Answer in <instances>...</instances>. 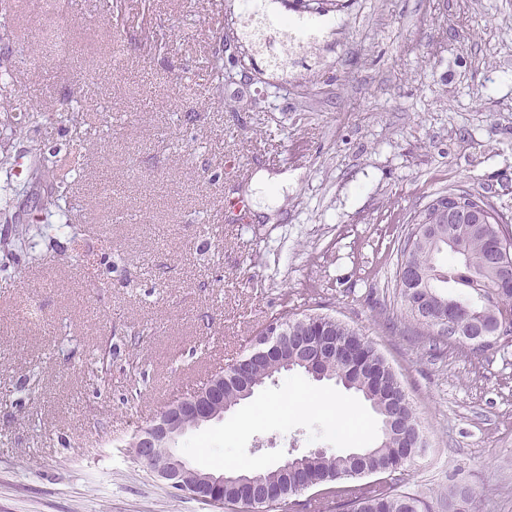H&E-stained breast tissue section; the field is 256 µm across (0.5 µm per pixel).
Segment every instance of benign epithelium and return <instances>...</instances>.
Segmentation results:
<instances>
[{"instance_id":"1","label":"benign epithelium","mask_w":512,"mask_h":512,"mask_svg":"<svg viewBox=\"0 0 512 512\" xmlns=\"http://www.w3.org/2000/svg\"><path fill=\"white\" fill-rule=\"evenodd\" d=\"M415 237L441 242L444 230L438 224H419L415 228ZM492 265L498 277L504 281L512 279V239L496 234V244L491 253ZM401 288L406 300L411 301L418 294L427 295V280L415 275L414 270L403 264L398 272ZM419 318L422 322L435 324L436 333L453 338L462 334L463 322L451 320L439 313L430 303L420 306ZM339 357L354 360L357 349L353 344L334 339L314 343L305 337L294 338L288 335V327L278 323L270 331L255 338L245 358L230 365L222 373L214 375L200 390L173 400L167 409L151 424L142 428L135 439L134 458L150 468L166 484L194 498H202L198 490L224 488L233 485L245 491L240 505L246 512H267L281 504L273 496H254L248 493L257 481V477L247 474H215L192 468L182 457L164 452L162 448L173 444L188 429L203 423L219 419L235 404L224 403V381L232 380L239 384L242 396H248L260 386L253 378L254 368L271 360L278 361V367L289 369L297 364L307 367L309 374L316 380L326 377L319 364ZM381 431L395 433L403 443L414 440L410 421L402 413L400 403L393 402L389 412L385 413Z\"/></svg>"}]
</instances>
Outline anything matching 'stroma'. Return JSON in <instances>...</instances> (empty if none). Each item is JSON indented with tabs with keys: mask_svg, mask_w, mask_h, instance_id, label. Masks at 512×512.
<instances>
[{
	"mask_svg": "<svg viewBox=\"0 0 512 512\" xmlns=\"http://www.w3.org/2000/svg\"><path fill=\"white\" fill-rule=\"evenodd\" d=\"M255 41L242 0H12L0 15V107L43 114L70 154L91 228L42 264L0 251V512H213L136 463L132 435L246 354L291 305L371 340L423 427L406 492L448 512H512V343L433 349L396 278L414 212L484 194L512 228V0H341ZM232 23L248 73L213 92L207 61ZM0 169V240L44 216L24 138ZM280 190L270 212L257 173ZM243 198L240 210L225 200ZM178 442L193 467L271 468L289 450L367 448L368 402L293 375ZM353 412L340 431L337 408ZM259 422L232 433L245 415Z\"/></svg>",
	"mask_w": 512,
	"mask_h": 512,
	"instance_id": "obj_1",
	"label": "stroma"
}]
</instances>
